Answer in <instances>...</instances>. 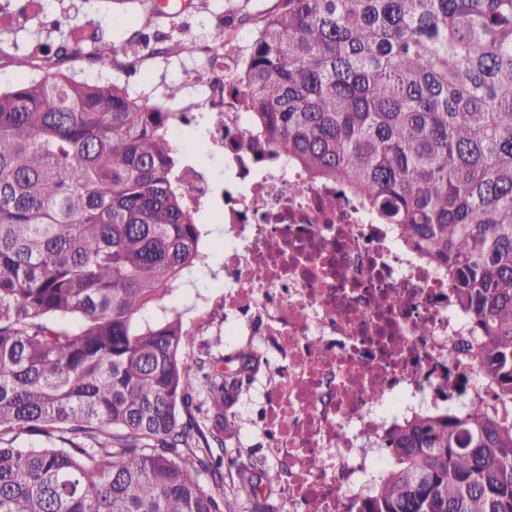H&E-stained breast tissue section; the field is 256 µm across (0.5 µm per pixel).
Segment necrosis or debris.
Here are the masks:
<instances>
[{
  "instance_id": "1",
  "label": "necrosis or debris",
  "mask_w": 512,
  "mask_h": 512,
  "mask_svg": "<svg viewBox=\"0 0 512 512\" xmlns=\"http://www.w3.org/2000/svg\"><path fill=\"white\" fill-rule=\"evenodd\" d=\"M198 54L218 65L199 105L226 122L209 135L224 154V317L285 363L257 397L269 445L288 464L286 512H345L378 457L368 442L378 422L465 412L489 396L467 351L472 320L443 270L401 245L394 225L292 165L255 164L259 146L228 93L235 60L214 43ZM389 295L398 302L388 309Z\"/></svg>"
}]
</instances>
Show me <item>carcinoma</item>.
Listing matches in <instances>:
<instances>
[{
	"label": "carcinoma",
	"instance_id": "obj_1",
	"mask_svg": "<svg viewBox=\"0 0 512 512\" xmlns=\"http://www.w3.org/2000/svg\"><path fill=\"white\" fill-rule=\"evenodd\" d=\"M154 23L144 10L127 44L194 51ZM73 44L0 89V512H224L228 409L258 351L208 350L194 370L182 314L145 317L208 261L180 113L78 79ZM232 91L267 164L398 225L480 336L491 398L376 427L389 462L348 512H512V0H280ZM21 434L49 445L6 440ZM258 493L241 469L238 494Z\"/></svg>",
	"mask_w": 512,
	"mask_h": 512
}]
</instances>
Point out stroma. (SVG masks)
Returning <instances> with one entry per match:
<instances>
[{
    "mask_svg": "<svg viewBox=\"0 0 512 512\" xmlns=\"http://www.w3.org/2000/svg\"><path fill=\"white\" fill-rule=\"evenodd\" d=\"M164 8L156 20L157 30L186 40L197 38L203 41L223 31L226 39L239 41L245 30L254 26L253 20L267 14L278 5V0H158ZM63 0H42L39 21L29 25L18 21L16 15L0 13V40L27 41L31 44L48 45V35L53 30L54 19L65 16ZM93 19L105 34V41L118 44L129 37L137 27L139 4L137 0H86L80 5L73 25ZM200 64L192 56L147 57L136 65H128L126 58H119L110 70L89 72L78 69L77 76L87 80L115 82L126 86L134 96L146 94L150 98L165 99L169 86L181 85L178 95L180 109L189 112L195 109L204 90L203 85L191 81L190 73ZM175 142L184 160L208 172L215 185L224 183V157L206 146L199 127L177 126ZM199 219L204 223L208 236L205 248L210 253L206 267L198 269L191 282L176 289L169 297V305L175 306L188 325L203 327L201 344L209 346L215 353L231 354L238 348L257 344L254 336H228L224 333V226L217 216L207 210L201 211ZM282 366L274 360H261L254 376V384L243 390L234 400L230 411L238 423L233 436L225 440L224 453V502L225 512H283L282 501L288 488L287 480L270 484L265 473L275 467L273 451L263 433L256 399L257 383L276 378ZM253 466V477L261 483L262 491L257 502H245L237 498L236 487L239 470Z\"/></svg>",
    "mask_w": 512,
    "mask_h": 512,
    "instance_id": "stroma-1",
    "label": "stroma"
}]
</instances>
